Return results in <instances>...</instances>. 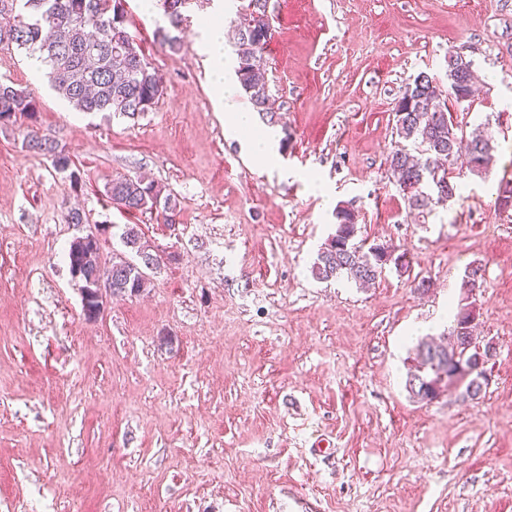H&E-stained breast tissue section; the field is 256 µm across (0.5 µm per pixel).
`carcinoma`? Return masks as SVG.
I'll use <instances>...</instances> for the list:
<instances>
[{
    "label": "carcinoma",
    "instance_id": "1",
    "mask_svg": "<svg viewBox=\"0 0 512 512\" xmlns=\"http://www.w3.org/2000/svg\"><path fill=\"white\" fill-rule=\"evenodd\" d=\"M9 2L12 22L5 33L7 41L38 57L49 69L56 92L81 112H113L135 119L149 111L164 93L163 78L136 51L127 31V15L122 0H0ZM191 0H172L164 16L177 29L185 20L182 8ZM269 21L256 18L250 6L244 7L235 28L237 45L236 75L240 86L250 96L256 109L275 115L269 107L266 70L258 58L267 43ZM446 73L456 77L462 96L441 97L435 78L426 73L417 75L406 88L395 107L396 135L399 141L390 152L387 163L398 182L415 186L407 197L409 208L424 212L432 206L444 205L455 198L457 184L426 189V174L436 167V160L446 159L453 165L459 151L468 171L479 175L486 170L489 153L494 148L493 136L485 132L462 144L459 127L451 120L450 106L470 101L474 79L471 61L460 55H449ZM39 103L28 91L0 84V125H8L17 117H26L32 130L25 138V147L51 158L54 169L69 173L71 160L58 150L55 142L38 134L36 127ZM112 205L129 214L177 206L176 198L163 195V188L142 178L117 177L106 187ZM358 233L355 215L336 211L334 234L322 246L311 272L321 281L344 279L359 286L369 285L381 276L386 267L408 269L407 253L392 255L387 244L365 246L355 241ZM120 240L139 258V262L119 259L106 267L100 262V237H78L68 251L71 274L81 282L83 315L93 321L100 314L98 276L112 273L111 294L139 295L150 287V278L143 272L147 263L158 258L142 240L139 225L126 224ZM475 311L469 305L458 307L450 334L455 342L442 348L424 340L416 348L414 369L409 371L406 389L420 400L437 398L436 386L442 382L465 386L462 396L476 398L485 375V364L493 356V347L480 346L472 336Z\"/></svg>",
    "mask_w": 512,
    "mask_h": 512
}]
</instances>
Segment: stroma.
Returning <instances> with one entry per match:
<instances>
[{"instance_id": "stroma-1", "label": "stroma", "mask_w": 512, "mask_h": 512, "mask_svg": "<svg viewBox=\"0 0 512 512\" xmlns=\"http://www.w3.org/2000/svg\"><path fill=\"white\" fill-rule=\"evenodd\" d=\"M123 6L165 84L135 120L76 110L0 43V82L37 98L79 178L25 148L26 119L0 125V512H512V208L496 203L512 0H268L272 165L224 130L197 32L216 0H193L177 51L155 37L162 9ZM452 54L481 80L453 120L489 123L493 161L421 218L386 162L394 109L419 73L447 85ZM119 176L154 180L176 210L119 211ZM340 206L410 271L367 289L313 279ZM74 207L86 225L66 223ZM112 224L138 225L160 261L146 292L89 321L66 255ZM462 304L495 349L482 391L419 400L415 347L447 339Z\"/></svg>"}]
</instances>
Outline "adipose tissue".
Segmentation results:
<instances>
[{"label": "adipose tissue", "instance_id": "adipose-tissue-1", "mask_svg": "<svg viewBox=\"0 0 512 512\" xmlns=\"http://www.w3.org/2000/svg\"><path fill=\"white\" fill-rule=\"evenodd\" d=\"M201 45L206 55V66L214 93L224 101V125L227 130L245 136L250 156L261 162H272L274 141L271 133L259 129L252 113L234 100L230 91L224 87L225 53L224 22L220 15L202 19L198 27Z\"/></svg>", "mask_w": 512, "mask_h": 512}]
</instances>
